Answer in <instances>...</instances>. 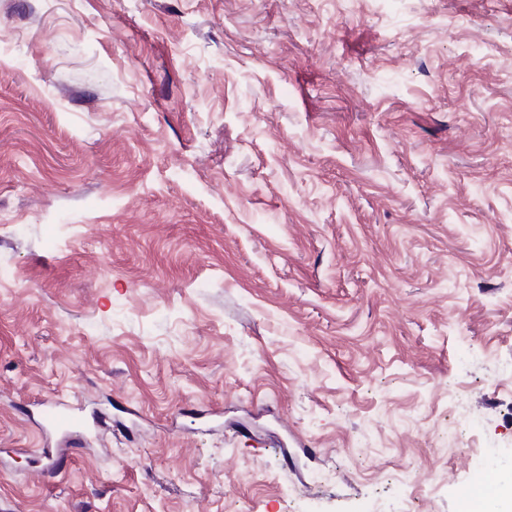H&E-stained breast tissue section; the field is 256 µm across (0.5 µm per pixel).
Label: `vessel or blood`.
Here are the masks:
<instances>
[{"label":"vessel or blood","instance_id":"vessel-or-blood-1","mask_svg":"<svg viewBox=\"0 0 512 512\" xmlns=\"http://www.w3.org/2000/svg\"><path fill=\"white\" fill-rule=\"evenodd\" d=\"M36 410L29 417L30 422L43 434L58 437L62 445L58 448L42 449L46 460L45 473H53L61 466L66 451L65 443L78 436L97 432L102 426L98 413H86L84 408L66 395L41 398L35 403Z\"/></svg>","mask_w":512,"mask_h":512}]
</instances>
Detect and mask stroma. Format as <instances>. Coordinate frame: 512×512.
Returning <instances> with one entry per match:
<instances>
[{"instance_id": "obj_1", "label": "stroma", "mask_w": 512, "mask_h": 512, "mask_svg": "<svg viewBox=\"0 0 512 512\" xmlns=\"http://www.w3.org/2000/svg\"><path fill=\"white\" fill-rule=\"evenodd\" d=\"M57 393L111 427L44 479ZM509 468L512 0H0V512Z\"/></svg>"}]
</instances>
